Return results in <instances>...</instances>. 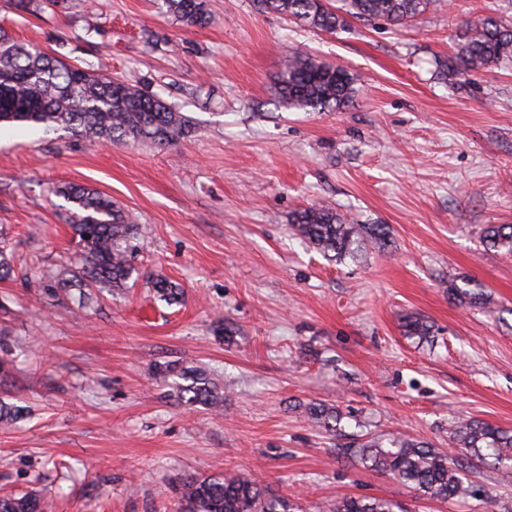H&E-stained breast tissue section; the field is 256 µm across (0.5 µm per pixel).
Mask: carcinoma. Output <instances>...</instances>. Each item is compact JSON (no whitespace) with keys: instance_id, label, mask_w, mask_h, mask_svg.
Here are the masks:
<instances>
[{"instance_id":"obj_1","label":"carcinoma","mask_w":512,"mask_h":512,"mask_svg":"<svg viewBox=\"0 0 512 512\" xmlns=\"http://www.w3.org/2000/svg\"><path fill=\"white\" fill-rule=\"evenodd\" d=\"M260 9L287 17L305 27L334 33L350 20L382 21L394 27L438 8L439 0H258ZM179 22L206 24V0H166ZM512 61V24L486 15L470 24L453 55V64L465 73ZM279 98L305 112L340 108L354 94L351 74L315 56L291 53L277 80ZM28 122L83 135L107 143L148 142L170 146L193 129L191 119L166 104L158 95L128 80L90 72L67 63L49 51L24 44L0 27V123ZM52 193L71 205L70 227L80 247L76 266L50 279L48 288L74 283L99 294L127 287L138 225L107 194L86 185L65 183ZM293 234L336 261L356 258L391 242L385 224H356L337 208L313 204L288 219ZM481 238L489 249L512 253V224H486ZM159 298L178 300L180 288L166 278L152 281ZM403 334L420 343L434 336V325L417 314L402 321ZM161 382L177 377V398L187 405L219 410L224 388L206 370L167 363L156 367ZM304 414L330 433L341 434L339 409L321 401L304 405ZM454 458L432 444L401 435H370L336 445V455L352 458L363 468L387 474L411 488L417 498L432 501L466 499L476 495L467 477L478 465L493 468L504 485L512 483V430L480 419L450 423ZM0 512H47L41 496H0ZM179 512H299L285 496L274 495L260 482L240 475L188 476L181 484ZM330 512H406L396 500L346 495L336 499Z\"/></svg>"}]
</instances>
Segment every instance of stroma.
I'll list each match as a JSON object with an SVG mask.
<instances>
[{"instance_id":"1","label":"stroma","mask_w":512,"mask_h":512,"mask_svg":"<svg viewBox=\"0 0 512 512\" xmlns=\"http://www.w3.org/2000/svg\"><path fill=\"white\" fill-rule=\"evenodd\" d=\"M65 9L0 0V27L93 72L125 78L192 117L176 144H103L34 124L0 126V227L14 273L0 327L16 365L0 399L27 416L0 424V494L38 492L49 512H174L188 475L250 476L328 512L345 495L409 512H490L512 485L483 466L480 499L416 498L391 477L338 462L336 439L302 413L319 400L349 434L399 433L444 448L448 422L512 429V254L486 224H512V63L442 75L467 24L512 20V0H443L396 28L352 22L315 32L257 0H207L201 27L164 0H78ZM345 67L344 107L291 109L276 84L291 52ZM87 184L136 216L137 283L85 306L43 275L69 267L70 205ZM329 204L393 243L336 262L296 238L288 217ZM163 275L181 303L150 293ZM465 279L486 302L450 296ZM424 316L433 343L404 336ZM233 331L225 340L217 324ZM206 369L224 411L179 402L157 364ZM480 235L487 248L512 253V224H486Z\"/></svg>"}]
</instances>
